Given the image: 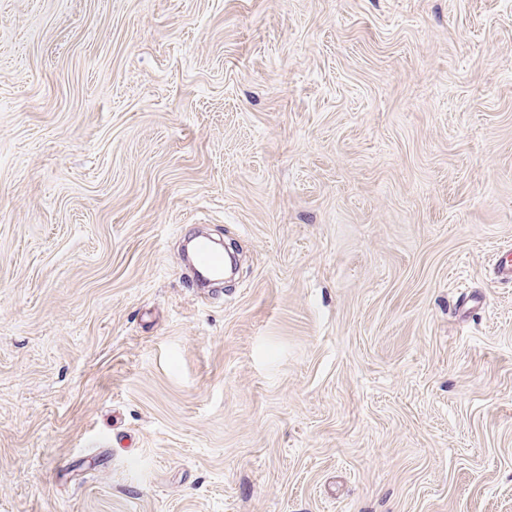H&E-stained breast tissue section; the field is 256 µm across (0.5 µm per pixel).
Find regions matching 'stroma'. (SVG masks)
Segmentation results:
<instances>
[{
    "instance_id": "1",
    "label": "stroma",
    "mask_w": 512,
    "mask_h": 512,
    "mask_svg": "<svg viewBox=\"0 0 512 512\" xmlns=\"http://www.w3.org/2000/svg\"><path fill=\"white\" fill-rule=\"evenodd\" d=\"M509 246L512 0H0V512H512ZM192 255L193 261L202 273L218 276L219 282L224 280L222 274L224 259L213 251L207 238L198 237L195 240Z\"/></svg>"
}]
</instances>
